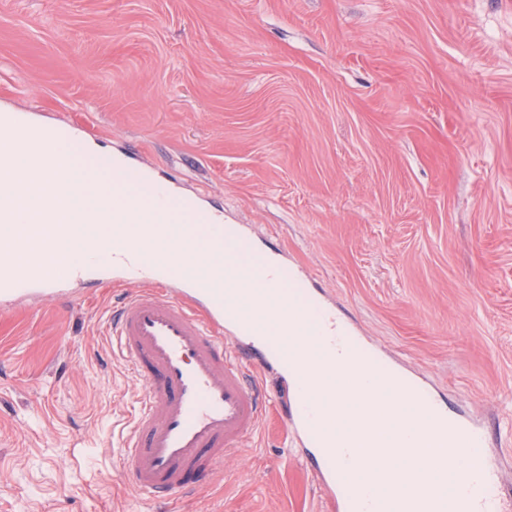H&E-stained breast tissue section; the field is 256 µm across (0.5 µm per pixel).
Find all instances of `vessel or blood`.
<instances>
[{"label": "vessel or blood", "mask_w": 512, "mask_h": 512, "mask_svg": "<svg viewBox=\"0 0 512 512\" xmlns=\"http://www.w3.org/2000/svg\"><path fill=\"white\" fill-rule=\"evenodd\" d=\"M115 175V205L112 212H100V223L160 228L170 269L165 276L147 273L137 250L98 238L94 227L86 229L98 248L111 253L112 284L120 296L110 323L112 343L143 387L121 464L132 493L173 503L210 481L225 456L240 451L269 414L261 376L280 364V346L272 339L248 342L250 330L235 320L215 275L189 271V262L201 265L205 259L194 249L198 230L173 215L180 203L169 186L156 183L150 195L141 197L130 191L142 181L141 171L121 167ZM16 190L13 184L0 186V296L22 297L39 284L46 296L56 297L57 278L45 268L53 263L57 242L40 228L14 230ZM33 239L39 242L38 259L18 264V251ZM263 274L270 281L292 278L302 290L310 288L295 268L280 262L264 264ZM317 334L329 361L341 363L357 330L323 304ZM408 394L428 418L423 435L479 464L480 488L475 492L465 474L455 493L444 499L425 493L424 479H416L415 498L425 512H512V493L502 488L485 453L492 439L489 427L461 420L448 426L429 387L417 378H410ZM277 421L285 434L299 435L304 447L318 449L326 460L325 512H387V501L357 491L353 472L358 451L324 437L323 412L304 382L293 383L292 397L280 406Z\"/></svg>", "instance_id": "vessel-or-blood-1"}]
</instances>
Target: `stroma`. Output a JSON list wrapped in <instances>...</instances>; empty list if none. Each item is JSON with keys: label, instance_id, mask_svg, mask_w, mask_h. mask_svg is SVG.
<instances>
[{"label": "stroma", "instance_id": "stroma-1", "mask_svg": "<svg viewBox=\"0 0 512 512\" xmlns=\"http://www.w3.org/2000/svg\"><path fill=\"white\" fill-rule=\"evenodd\" d=\"M0 110L89 123L297 259L381 364L497 422L512 485V0H0ZM111 274L0 299V512H158ZM263 420L179 512H322Z\"/></svg>", "mask_w": 512, "mask_h": 512}]
</instances>
